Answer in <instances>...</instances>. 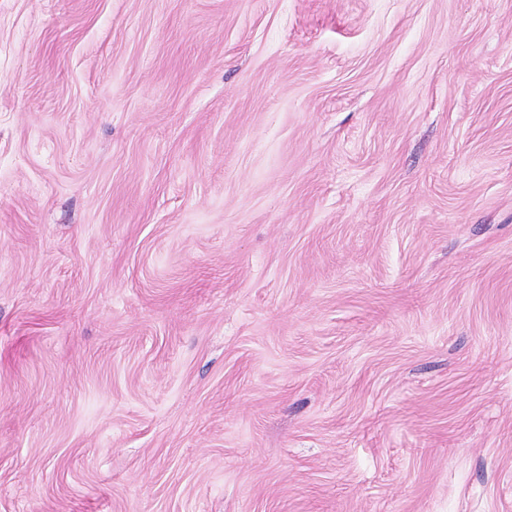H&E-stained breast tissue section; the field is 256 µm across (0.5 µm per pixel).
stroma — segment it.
Returning a JSON list of instances; mask_svg holds the SVG:
<instances>
[{
    "mask_svg": "<svg viewBox=\"0 0 512 512\" xmlns=\"http://www.w3.org/2000/svg\"><path fill=\"white\" fill-rule=\"evenodd\" d=\"M0 512H512V0H0Z\"/></svg>",
    "mask_w": 512,
    "mask_h": 512,
    "instance_id": "stroma-1",
    "label": "stroma"
}]
</instances>
